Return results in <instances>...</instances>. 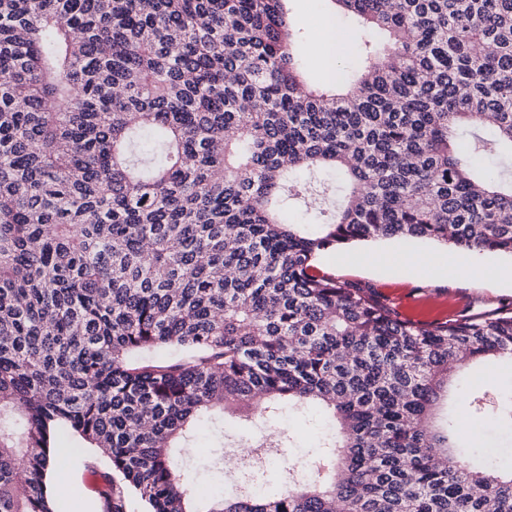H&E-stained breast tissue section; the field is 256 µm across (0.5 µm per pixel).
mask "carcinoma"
<instances>
[{
	"label": "carcinoma",
	"instance_id": "1",
	"mask_svg": "<svg viewBox=\"0 0 512 512\" xmlns=\"http://www.w3.org/2000/svg\"><path fill=\"white\" fill-rule=\"evenodd\" d=\"M286 2L0 0V512H58L64 437L102 512H512V471L431 427L462 362H512V312L402 319L315 270L375 238L512 256V0H334L389 44L322 88ZM328 168L342 204L288 223ZM285 408L330 424L309 478L183 471L203 422ZM189 473L194 482L203 490H209L212 486L222 482L221 473L216 469L206 467L200 460H194Z\"/></svg>",
	"mask_w": 512,
	"mask_h": 512
}]
</instances>
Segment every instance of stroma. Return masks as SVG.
Masks as SVG:
<instances>
[{
    "instance_id": "stroma-1",
    "label": "stroma",
    "mask_w": 512,
    "mask_h": 512,
    "mask_svg": "<svg viewBox=\"0 0 512 512\" xmlns=\"http://www.w3.org/2000/svg\"><path fill=\"white\" fill-rule=\"evenodd\" d=\"M293 28L304 36L314 34L321 20L335 23L345 38L339 67H348L361 44L371 35L360 25L338 15L333 0H289ZM414 249L443 257L448 261V275L433 278L414 269L406 249ZM512 262V257L486 251L456 250L429 240L404 242L378 239L355 242L339 251L324 254L317 267L336 279L370 292L392 307L402 318L420 321H445L460 314H483L512 310V288L494 277L498 265ZM512 394V363L488 370L474 362L463 365L447 393L441 398L434 415L435 425H443L448 410L469 412V403L480 399L485 410L483 421L464 444L469 453L487 466L504 469L512 465V426L498 423L494 410L501 398ZM288 420L294 438L289 450L296 463H304L315 449L324 426L314 416L292 414ZM259 415L235 418L225 422L223 429L203 427L197 434L200 443L212 445L223 441L224 455L231 458L262 429ZM97 460L91 451H84L67 470L73 488L70 498L62 500L59 512H101V478L91 468Z\"/></svg>"
}]
</instances>
